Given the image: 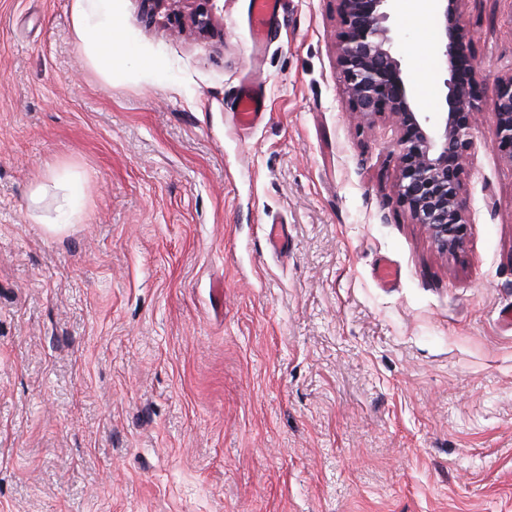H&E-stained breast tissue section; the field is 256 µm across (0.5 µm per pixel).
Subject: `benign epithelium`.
Returning a JSON list of instances; mask_svg holds the SVG:
<instances>
[{"label": "benign epithelium", "instance_id": "7a95c632", "mask_svg": "<svg viewBox=\"0 0 512 512\" xmlns=\"http://www.w3.org/2000/svg\"><path fill=\"white\" fill-rule=\"evenodd\" d=\"M147 21L171 5L190 4L188 26L200 35L214 27L217 0H140ZM399 0H336V60L349 111L361 123L392 121L397 174L393 191L411 223L420 225L441 253L463 246L470 223L463 196L466 162L477 117L490 108L494 146L512 165V64L487 101L481 94L464 0H435L448 78L443 111H420L417 96L394 51L389 25Z\"/></svg>", "mask_w": 512, "mask_h": 512}]
</instances>
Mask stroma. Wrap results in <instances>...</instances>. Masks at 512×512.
Returning <instances> with one entry per match:
<instances>
[{
	"label": "stroma",
	"mask_w": 512,
	"mask_h": 512,
	"mask_svg": "<svg viewBox=\"0 0 512 512\" xmlns=\"http://www.w3.org/2000/svg\"><path fill=\"white\" fill-rule=\"evenodd\" d=\"M463 8L489 98L512 0ZM113 9L130 55L107 78L74 0H0V512H512V166L492 112L447 257L395 199L394 127L349 112L335 0H290L258 56L249 0H218L205 36ZM392 27L440 111L435 10ZM250 78L269 117L245 132ZM67 170L85 218L51 234L30 195L53 213Z\"/></svg>",
	"instance_id": "1"
}]
</instances>
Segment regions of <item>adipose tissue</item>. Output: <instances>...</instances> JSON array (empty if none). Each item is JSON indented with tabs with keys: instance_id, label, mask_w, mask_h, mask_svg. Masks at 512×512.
<instances>
[{
	"instance_id": "ef3b65f1",
	"label": "adipose tissue",
	"mask_w": 512,
	"mask_h": 512,
	"mask_svg": "<svg viewBox=\"0 0 512 512\" xmlns=\"http://www.w3.org/2000/svg\"><path fill=\"white\" fill-rule=\"evenodd\" d=\"M86 0H75L76 34L93 67L104 77L123 60L127 46L126 27L112 9V0H95L94 10H87ZM64 195L54 218L44 220L48 231H60L73 223L85 206V182L75 176L63 184Z\"/></svg>"
}]
</instances>
